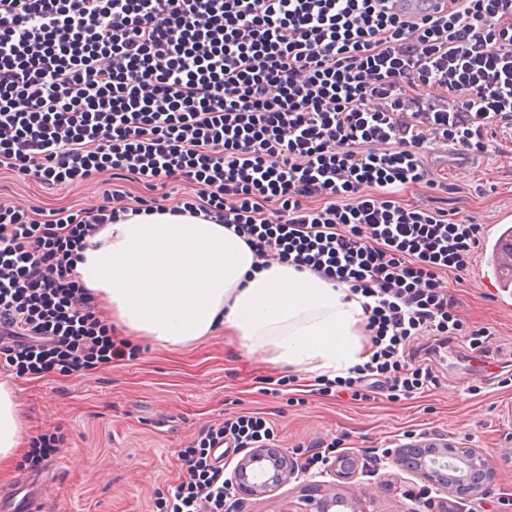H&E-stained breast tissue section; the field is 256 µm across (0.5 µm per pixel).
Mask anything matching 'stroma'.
I'll use <instances>...</instances> for the list:
<instances>
[{
	"instance_id": "35a3bbf8",
	"label": "stroma",
	"mask_w": 512,
	"mask_h": 512,
	"mask_svg": "<svg viewBox=\"0 0 512 512\" xmlns=\"http://www.w3.org/2000/svg\"><path fill=\"white\" fill-rule=\"evenodd\" d=\"M497 151L462 166H450L444 152L428 164L447 191L438 206L479 224L495 223L512 211V140L499 136ZM104 178L78 186L42 187L0 172V200L48 208L101 204ZM482 259L449 289L469 333L490 330L493 351L472 350L468 336L442 346L429 364L437 384L429 391L393 401L386 396L354 402L314 393V379L295 375L263 353L246 358L232 337L217 332L170 351L143 336L115 335L139 348L137 359L102 367L75 378L49 374L16 376L0 369V382L19 391L25 436L59 430L65 442L49 464L54 494L44 512H157L160 494L178 479V452L200 427L239 412H257L276 428V447L295 459L311 454L317 441L339 438L341 448L366 458L375 448H394L425 438H445L482 450L497 464L496 482L474 502L472 512H512V386H501L504 364L512 357V312L502 309L482 283ZM305 387L304 404L287 395L266 394V383L280 378ZM306 471L274 495L252 498L243 512H296ZM422 484L391 467L361 477L357 492L368 512H413Z\"/></svg>"
}]
</instances>
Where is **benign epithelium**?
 <instances>
[{"instance_id": "obj_1", "label": "benign epithelium", "mask_w": 512, "mask_h": 512, "mask_svg": "<svg viewBox=\"0 0 512 512\" xmlns=\"http://www.w3.org/2000/svg\"><path fill=\"white\" fill-rule=\"evenodd\" d=\"M383 462L423 483L448 490L454 505L429 501L423 507L431 512H466V505L483 498L495 480L491 460L476 448H462L442 438L414 441L388 450ZM360 457L342 453L329 465L340 483L325 488L323 482L304 484L305 512H367L362 498L354 490L359 475ZM298 465L281 448H251L237 463L230 484L246 497L274 494L284 484L298 478Z\"/></svg>"}]
</instances>
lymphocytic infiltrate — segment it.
I'll return each instance as SVG.
<instances>
[{
  "instance_id": "lymphocytic-infiltrate-1",
  "label": "lymphocytic infiltrate",
  "mask_w": 512,
  "mask_h": 512,
  "mask_svg": "<svg viewBox=\"0 0 512 512\" xmlns=\"http://www.w3.org/2000/svg\"><path fill=\"white\" fill-rule=\"evenodd\" d=\"M388 0H0V171L52 187L109 175L102 205L0 202V362L81 377L135 347L72 270L129 213L233 229L281 262L366 298L372 355L324 380L368 400L436 382L422 354L464 332L448 277L481 227L403 195L512 138V0H441L419 19ZM126 183L146 190L117 207ZM264 417L202 426L161 512H224L215 449L272 444Z\"/></svg>"
}]
</instances>
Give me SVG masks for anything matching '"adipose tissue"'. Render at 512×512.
Returning <instances> with one entry per match:
<instances>
[{
  "label": "adipose tissue",
  "mask_w": 512,
  "mask_h": 512,
  "mask_svg": "<svg viewBox=\"0 0 512 512\" xmlns=\"http://www.w3.org/2000/svg\"><path fill=\"white\" fill-rule=\"evenodd\" d=\"M232 229L187 214L133 215L105 225L74 264V278L132 333L176 349L222 331L247 356L328 378L370 354L360 340L363 298L285 263L255 269ZM20 403L0 384V472L22 443Z\"/></svg>",
  "instance_id": "ef3b65f1"
}]
</instances>
